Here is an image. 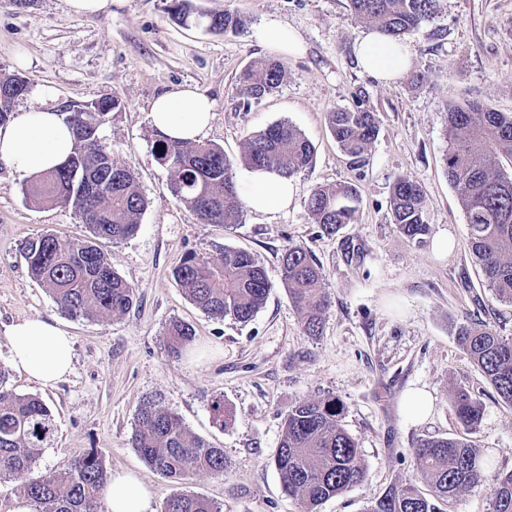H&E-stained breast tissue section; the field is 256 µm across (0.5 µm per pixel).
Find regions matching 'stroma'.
Listing matches in <instances>:
<instances>
[{"label": "stroma", "instance_id": "obj_1", "mask_svg": "<svg viewBox=\"0 0 512 512\" xmlns=\"http://www.w3.org/2000/svg\"><path fill=\"white\" fill-rule=\"evenodd\" d=\"M205 13H233L236 31L214 34L185 27L170 0H112L101 13L77 17L68 0H35L16 8L0 0V75L30 81L17 109L68 114L108 94L122 104L101 134L112 156L132 168L149 205L139 230L103 244L113 269L136 289L123 314L92 319L60 311L29 273L22 246L53 234L89 235L71 208L26 199L23 178L0 164V363L10 366L9 389L40 396L56 432L38 469L62 473L98 450L108 471L131 469L154 493V512L173 494L206 497L222 512H301L283 489L273 457L282 420L301 400L340 399L344 424L366 469L362 484L323 503L320 512H362L387 487L420 482L413 450L420 440L455 437L463 429L451 391L464 384L483 404L472 436L489 471L512 470V405L504 403L457 345L455 331L486 321L512 333V306L495 300L469 246L465 215L444 173L449 101L512 113V0H441L430 21L404 35L412 54L408 76L381 83L364 73L353 50L368 24L348 0H192ZM270 18L292 28L303 50L283 56L287 79L273 94L243 105L236 80L250 61L272 56L255 37ZM190 85L216 105L207 142L239 160L247 135L273 123L297 126L315 147L313 163L295 174L288 210L247 209L240 224L200 223L170 191L171 172L155 157L148 114L159 94ZM364 89L380 120L364 166L352 164L330 134L327 112L351 106ZM422 187L433 237L448 236L450 253L431 242L409 244L391 220L397 178ZM354 184L361 203L356 223L321 233L307 204L318 186ZM251 252L271 283L264 307L247 324L212 319L172 277L189 252L223 246ZM291 245L310 251L326 274L330 306L322 332L305 335L300 312L280 281V258ZM59 323L73 337V370L45 388L12 369L4 335L23 318ZM180 320L195 332L179 357L167 351L166 328ZM420 387L432 396L429 417H403L402 398ZM161 399L185 426L230 460L221 474L196 473L181 484L153 469L131 446L144 398ZM223 399L233 419L217 427L211 404Z\"/></svg>", "mask_w": 512, "mask_h": 512}]
</instances>
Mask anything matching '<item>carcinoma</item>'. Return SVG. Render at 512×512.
Returning <instances> with one entry per match:
<instances>
[{
  "label": "carcinoma",
  "mask_w": 512,
  "mask_h": 512,
  "mask_svg": "<svg viewBox=\"0 0 512 512\" xmlns=\"http://www.w3.org/2000/svg\"><path fill=\"white\" fill-rule=\"evenodd\" d=\"M351 9L383 35L399 39L433 18L439 0H349ZM172 17L182 25H203L222 33L240 24L232 14L195 13L190 0H173ZM286 77L275 59L254 60L238 77V94L250 104L278 89ZM30 82L20 75L0 76V125L12 117ZM122 111L115 97H101L70 113L74 148L57 169L26 180L27 198L71 208L90 236L65 242L39 235L22 247L30 276L73 318L118 315L131 308L135 288L112 269L101 241L117 243L132 236L148 206L134 170L117 163L101 136L110 114ZM327 126L341 151L357 164L366 162L379 132V118L367 94L354 93L351 108L327 114ZM444 171L465 214L472 254L495 299L512 305V173L497 159L512 160V114L479 105L448 101ZM156 159L172 174L170 190L204 224L229 228L241 222L244 205L235 183L236 163L211 143L155 140ZM314 146L289 122H277L245 139L241 162L290 178L313 162ZM360 196L351 183L318 186L308 200L312 222L328 234L355 222ZM393 224L407 242L422 245L431 234L425 219L423 189L403 177L395 180L389 199ZM186 296L208 316L249 322L265 305L271 288L267 272L250 253L230 246L213 256L185 254L172 270ZM280 280L303 315L308 336L320 335L329 307L325 272L305 248L291 246L280 260ZM169 352L181 355L193 341L190 325L169 323ZM460 348L481 370L498 397L512 405V334L494 325L467 323L455 333ZM9 371L0 365V480L29 475L23 494L35 512H102L108 482L103 455L90 451L67 472L34 473L48 447L55 423L47 405L33 395L6 387ZM451 407L468 432L479 426L482 404L466 388L453 390ZM343 405L336 397L303 400L288 409L274 464L288 495L303 512H319L327 500L365 480L366 470L355 439L342 423ZM132 447L164 476L183 482L206 471L222 474L230 467L224 449L192 433L156 398L142 401L136 415ZM427 492L408 481L388 487L364 512H441L440 505L462 489L481 482L491 487L493 512H512V471L494 475L481 465L482 451L468 438H429L414 448ZM164 512H221L213 501L182 492L167 499Z\"/></svg>",
  "instance_id": "carcinoma-1"
}]
</instances>
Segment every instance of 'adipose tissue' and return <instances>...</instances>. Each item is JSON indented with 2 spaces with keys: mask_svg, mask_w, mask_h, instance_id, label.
<instances>
[{
  "mask_svg": "<svg viewBox=\"0 0 512 512\" xmlns=\"http://www.w3.org/2000/svg\"><path fill=\"white\" fill-rule=\"evenodd\" d=\"M358 65L374 79L392 81L412 63L405 45L368 30L354 45ZM215 103L197 88L183 86L157 96L150 108L153 129L171 140L200 141L214 118ZM73 148L68 124L56 112L29 109L14 113L0 125V164L29 177L63 163ZM239 191L254 211L277 214L291 203L295 188L286 178L265 170H247ZM12 362L27 377L45 387L53 386L72 371L69 333L41 318H25L6 329ZM106 512H152L153 493L134 472L114 473L104 490Z\"/></svg>",
  "mask_w": 512,
  "mask_h": 512,
  "instance_id": "ef3b65f1",
  "label": "adipose tissue"
}]
</instances>
